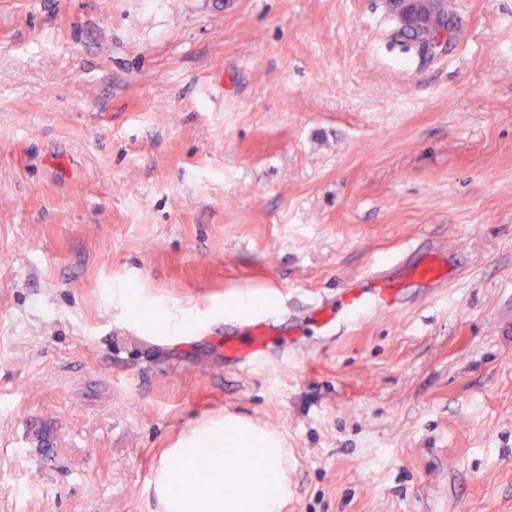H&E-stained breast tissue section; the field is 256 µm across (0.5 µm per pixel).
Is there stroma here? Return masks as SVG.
I'll use <instances>...</instances> for the list:
<instances>
[{
    "label": "stroma",
    "mask_w": 512,
    "mask_h": 512,
    "mask_svg": "<svg viewBox=\"0 0 512 512\" xmlns=\"http://www.w3.org/2000/svg\"><path fill=\"white\" fill-rule=\"evenodd\" d=\"M386 0H0V512H160L230 416L283 512H512V0L445 53ZM449 246L404 312L253 369L238 300L302 315Z\"/></svg>",
    "instance_id": "obj_1"
}]
</instances>
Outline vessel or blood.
<instances>
[{
	"mask_svg": "<svg viewBox=\"0 0 512 512\" xmlns=\"http://www.w3.org/2000/svg\"><path fill=\"white\" fill-rule=\"evenodd\" d=\"M447 248L434 249L416 264L393 273L392 263H376L364 280H352L336 296L334 303L314 300L308 306L309 319L321 333L331 336L338 329L358 327L369 316L389 314L401 309L409 286L439 287L448 280ZM287 336L288 348L301 346L303 324L283 325L279 315L251 318L247 336L241 337L233 325L224 327V357L235 364H248L267 357L280 336Z\"/></svg>",
	"mask_w": 512,
	"mask_h": 512,
	"instance_id": "b4317fda",
	"label": "vessel or blood"
}]
</instances>
